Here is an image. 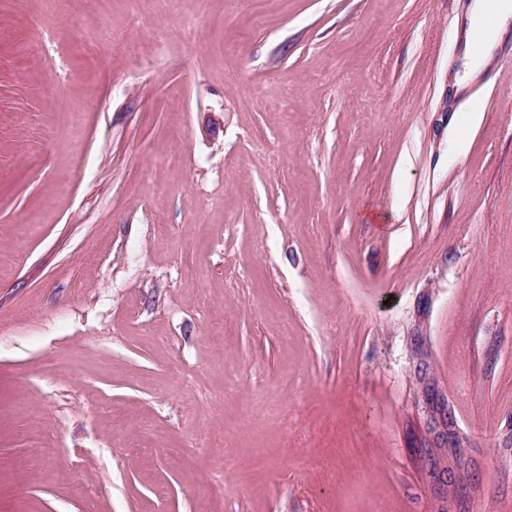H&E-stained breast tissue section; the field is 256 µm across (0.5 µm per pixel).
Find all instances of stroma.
Instances as JSON below:
<instances>
[{
  "mask_svg": "<svg viewBox=\"0 0 512 512\" xmlns=\"http://www.w3.org/2000/svg\"><path fill=\"white\" fill-rule=\"evenodd\" d=\"M470 5L0 0V512H512V32L454 93Z\"/></svg>",
  "mask_w": 512,
  "mask_h": 512,
  "instance_id": "1",
  "label": "stroma"
}]
</instances>
